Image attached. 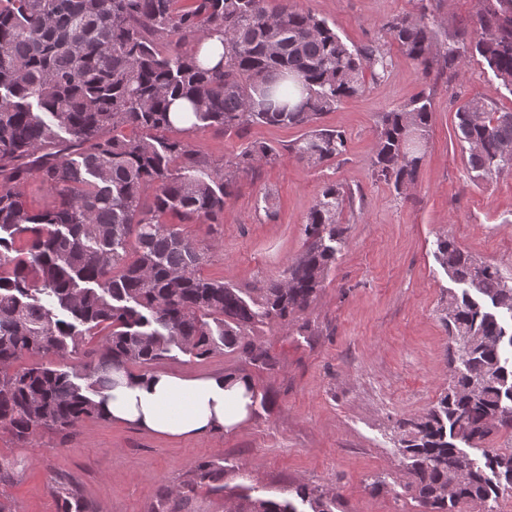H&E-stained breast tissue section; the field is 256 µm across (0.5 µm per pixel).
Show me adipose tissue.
<instances>
[{"label": "adipose tissue", "mask_w": 512, "mask_h": 512, "mask_svg": "<svg viewBox=\"0 0 512 512\" xmlns=\"http://www.w3.org/2000/svg\"><path fill=\"white\" fill-rule=\"evenodd\" d=\"M252 392L250 379L235 375H121L106 393V411L114 421L159 435L203 438L241 426Z\"/></svg>", "instance_id": "ef3b65f1"}]
</instances>
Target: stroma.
Wrapping results in <instances>:
<instances>
[{
  "label": "stroma",
  "mask_w": 512,
  "mask_h": 512,
  "mask_svg": "<svg viewBox=\"0 0 512 512\" xmlns=\"http://www.w3.org/2000/svg\"><path fill=\"white\" fill-rule=\"evenodd\" d=\"M325 19L350 48L378 44L391 67L363 94L322 115L344 132L345 154L309 166L288 146L301 128L254 124L186 138L216 166L252 142L276 148L274 162L236 176L217 224L184 230L210 258L203 276L232 288H258L281 278L305 248L304 220L324 188L353 193L335 242L336 261L316 299L281 329L256 324L251 342L276 367L264 370L227 350L201 359L181 351L158 363L179 375L227 373L253 383L247 421L204 439H170L111 420L88 418L74 430L39 431L26 444L0 430V501L14 512H62L57 483L75 486L87 512H227L239 495L282 498L300 483L336 494V512H423L409 481L393 426L421 414L447 386L448 334L440 309L460 291L436 259L446 235L464 251L512 277V170L475 176L456 135V112L477 94L512 110L475 53L462 67L436 57L423 69L383 30L397 16L427 12L437 44L469 47L480 0H295ZM432 99L427 152L404 194L373 175L377 123L421 91ZM275 196L266 216L261 197ZM200 462L222 474L223 491L198 487L189 499L174 490Z\"/></svg>",
  "instance_id": "obj_1"
}]
</instances>
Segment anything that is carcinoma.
<instances>
[{"label":"carcinoma","instance_id":"1","mask_svg":"<svg viewBox=\"0 0 512 512\" xmlns=\"http://www.w3.org/2000/svg\"><path fill=\"white\" fill-rule=\"evenodd\" d=\"M477 22L474 52L512 93V0H481ZM385 29L430 68L435 33L425 13ZM216 35L224 55L207 67L201 42ZM389 65L382 47L352 49L325 20L288 2L271 12L266 0H0V428L27 443L39 429L67 433L102 419L112 372L147 368L175 348L197 357L236 350L274 368L248 331L286 328L315 300L336 260L344 192L324 189L305 220L306 248L283 279L228 287L198 273L204 249L167 217L217 222L236 174L276 149L248 146L222 169L176 133L300 127L291 152L323 165L344 154L346 137L318 119ZM175 99L190 110L170 111ZM430 119L424 91L381 116L373 167L399 194L417 178L424 152L413 135L426 139ZM457 134L472 171L512 169V111L491 97L459 108ZM31 181L52 206L28 209L22 188ZM436 258L465 285L442 309L451 378L421 416L395 429L424 512H456L460 503L493 512L512 491V445L490 447L500 435L512 439V323H502L512 318V281L448 236ZM97 331L104 338L86 352L82 372L51 362L76 357ZM205 481L223 489L210 464L199 463L178 494ZM292 492L308 512L336 509V495L317 486ZM236 512L297 509L288 498L247 496Z\"/></svg>","mask_w":512,"mask_h":512}]
</instances>
